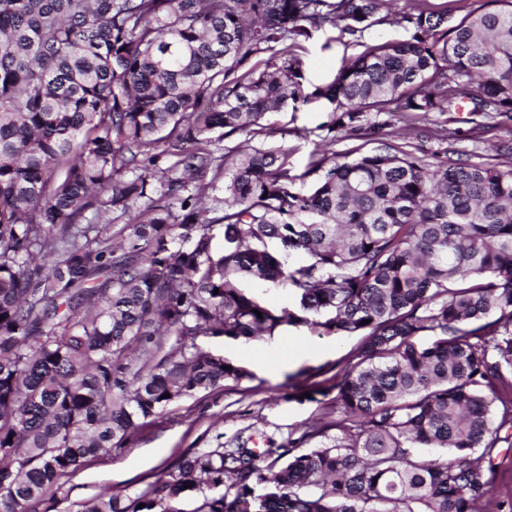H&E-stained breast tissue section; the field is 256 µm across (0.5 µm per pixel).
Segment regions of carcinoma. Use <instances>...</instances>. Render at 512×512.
<instances>
[{
	"label": "carcinoma",
	"instance_id": "1",
	"mask_svg": "<svg viewBox=\"0 0 512 512\" xmlns=\"http://www.w3.org/2000/svg\"><path fill=\"white\" fill-rule=\"evenodd\" d=\"M454 2L366 43L391 0H0V512H58L48 488L250 377L198 337L297 324L359 337L319 444L195 451L77 512H479L475 450L512 447V162L418 154L381 118L512 120V0ZM309 24L363 47L313 93L325 142L376 146L322 150L301 196L264 120L302 98ZM403 35V30L396 24H392V16L388 19L375 23L367 31L364 32L362 41L383 42L386 40L398 39ZM255 293L262 297L269 305L277 308L295 309L296 300L292 290L282 288H266L262 284L249 285Z\"/></svg>",
	"mask_w": 512,
	"mask_h": 512
}]
</instances>
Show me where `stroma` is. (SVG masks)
I'll return each instance as SVG.
<instances>
[{
    "label": "stroma",
    "mask_w": 512,
    "mask_h": 512,
    "mask_svg": "<svg viewBox=\"0 0 512 512\" xmlns=\"http://www.w3.org/2000/svg\"><path fill=\"white\" fill-rule=\"evenodd\" d=\"M360 51L355 39L336 28L311 27L309 38L295 49L302 62L305 92L312 95L315 88L328 84L342 60ZM329 118L327 101L313 96L266 118L273 140H286L293 150L290 162L297 176L295 188L301 194L313 190L314 179L307 170L321 148L322 126ZM425 125L459 132L457 149L477 146L489 156L495 146L512 139V124L478 131L466 112L433 114ZM198 343L246 367L250 378L227 381L223 387L170 406L138 434L134 445L113 449L111 457L91 462L66 478L54 493L59 512H74L78 503L101 493L132 494L168 463L193 451L234 448L241 443L249 448H275L300 441L324 412L336 373L357 339L328 335L301 324L251 344L207 336L199 337ZM482 454L494 470L491 512H512V448L501 444L483 449Z\"/></svg>",
    "instance_id": "obj_1"
}]
</instances>
